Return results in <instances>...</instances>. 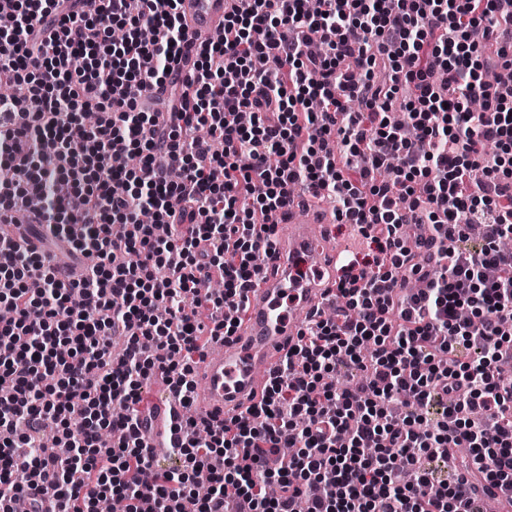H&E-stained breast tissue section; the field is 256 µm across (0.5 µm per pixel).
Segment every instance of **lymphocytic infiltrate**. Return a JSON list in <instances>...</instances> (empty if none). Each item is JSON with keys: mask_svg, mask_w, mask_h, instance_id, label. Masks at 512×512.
<instances>
[{"mask_svg": "<svg viewBox=\"0 0 512 512\" xmlns=\"http://www.w3.org/2000/svg\"><path fill=\"white\" fill-rule=\"evenodd\" d=\"M7 2L0 85L26 101L0 99V215L68 181L36 214L87 263L66 283L0 236V512H38L42 481L56 512H482L460 447L512 494V0H238L198 43L179 0ZM295 195L373 245L336 260L345 307L307 321L246 414L186 416ZM156 378L180 469L146 445ZM49 424L67 454L41 447Z\"/></svg>", "mask_w": 512, "mask_h": 512, "instance_id": "lymphocytic-infiltrate-1", "label": "lymphocytic infiltrate"}]
</instances>
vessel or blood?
Returning <instances> with one entry per match:
<instances>
[{"label":"vessel or blood","instance_id":"obj_1","mask_svg":"<svg viewBox=\"0 0 512 512\" xmlns=\"http://www.w3.org/2000/svg\"><path fill=\"white\" fill-rule=\"evenodd\" d=\"M234 0H181L180 11L190 33L205 38L219 32L224 13ZM280 244L277 255L268 259L272 271L245 302V320L236 336L217 342L195 367L201 386L194 394L198 418L210 420L239 415L258 402L264 390V375L298 341V319L319 307L326 292L318 281L300 284L292 275L286 253L305 250L315 237V220L309 205L293 198L278 215ZM170 413L156 405L154 430L149 448H159L167 436Z\"/></svg>","mask_w":512,"mask_h":512}]
</instances>
